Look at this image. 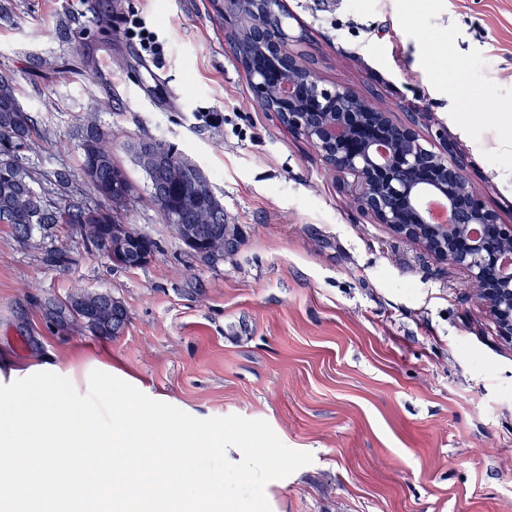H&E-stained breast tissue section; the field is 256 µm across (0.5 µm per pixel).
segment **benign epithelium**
<instances>
[{
	"label": "benign epithelium",
	"instance_id": "1",
	"mask_svg": "<svg viewBox=\"0 0 512 512\" xmlns=\"http://www.w3.org/2000/svg\"><path fill=\"white\" fill-rule=\"evenodd\" d=\"M244 10L265 20V47L243 62L255 101L310 140L328 167L353 177L348 190L362 214L469 272L477 301L512 345V224L502 223L470 183L448 135H440L439 150L428 149L417 132L423 114L398 121L392 109L348 87L321 85L294 50L305 34L292 33L279 0H224V17ZM431 199L443 207L441 222L430 218ZM171 230L201 255L222 246L200 237L193 224Z\"/></svg>",
	"mask_w": 512,
	"mask_h": 512
}]
</instances>
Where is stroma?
<instances>
[{"label": "stroma", "mask_w": 512, "mask_h": 512, "mask_svg": "<svg viewBox=\"0 0 512 512\" xmlns=\"http://www.w3.org/2000/svg\"><path fill=\"white\" fill-rule=\"evenodd\" d=\"M325 87L423 109L489 208L512 224V0H282ZM142 20L164 46L146 54ZM224 0H0V75L37 121L26 162L42 187L80 175L83 116L123 146L160 140L193 160L224 203L236 249L206 263L146 193L125 222L155 239L121 269L54 224H0V352L61 371L112 365L149 397L206 419H262L314 461L270 482L271 512H512V347L472 300L465 271L361 215L305 138L253 100L225 45ZM209 112L224 120L205 121ZM50 139L56 149L37 147ZM66 251L65 266L49 262ZM107 290L124 333L61 325L46 304Z\"/></svg>", "instance_id": "35a3bbf8"}]
</instances>
